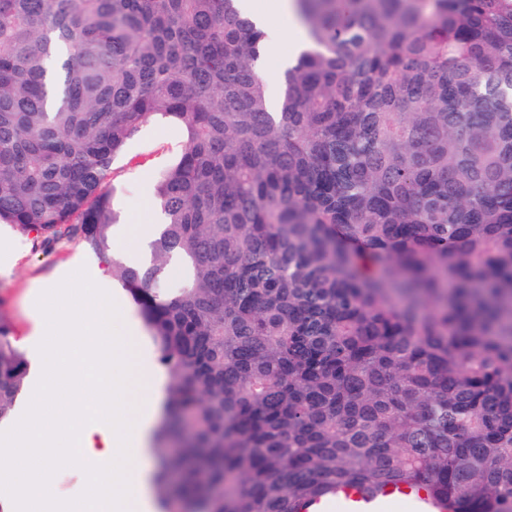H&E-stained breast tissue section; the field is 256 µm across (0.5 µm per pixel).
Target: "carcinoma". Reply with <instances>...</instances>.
<instances>
[{
    "label": "carcinoma",
    "mask_w": 512,
    "mask_h": 512,
    "mask_svg": "<svg viewBox=\"0 0 512 512\" xmlns=\"http://www.w3.org/2000/svg\"><path fill=\"white\" fill-rule=\"evenodd\" d=\"M295 2L271 112L240 0H0V222L130 292L169 379L161 504L512 512V0ZM159 117L187 141L135 267L110 173ZM28 371L0 313V419Z\"/></svg>",
    "instance_id": "1"
}]
</instances>
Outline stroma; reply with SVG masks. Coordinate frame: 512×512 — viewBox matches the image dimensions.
Masks as SVG:
<instances>
[{
    "label": "stroma",
    "instance_id": "obj_1",
    "mask_svg": "<svg viewBox=\"0 0 512 512\" xmlns=\"http://www.w3.org/2000/svg\"><path fill=\"white\" fill-rule=\"evenodd\" d=\"M186 143L183 128L172 121H153L127 145L116 166L115 202L122 222L154 230L153 183L158 173L175 161ZM102 258L80 241L61 237L47 242L12 224L0 223V311L15 326L16 344L29 351L46 327L35 317L40 302L73 303L68 273L102 266Z\"/></svg>",
    "mask_w": 512,
    "mask_h": 512
}]
</instances>
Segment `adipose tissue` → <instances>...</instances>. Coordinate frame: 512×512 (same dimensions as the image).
<instances>
[{
    "label": "adipose tissue",
    "mask_w": 512,
    "mask_h": 512,
    "mask_svg": "<svg viewBox=\"0 0 512 512\" xmlns=\"http://www.w3.org/2000/svg\"><path fill=\"white\" fill-rule=\"evenodd\" d=\"M269 13L244 11L267 33L268 48L295 25L290 0H271ZM107 276L80 279L97 297L93 318L78 305L45 303L38 371L19 412L0 422V488L9 512H155L151 476L141 461L151 451L162 411L156 376L142 362L131 329L104 295ZM81 475L79 491L57 489L61 462Z\"/></svg>",
    "instance_id": "adipose-tissue-1"
}]
</instances>
